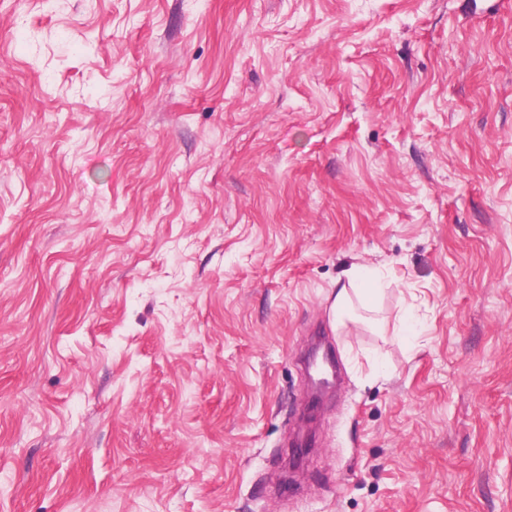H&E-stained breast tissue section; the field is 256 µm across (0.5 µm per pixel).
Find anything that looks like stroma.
Listing matches in <instances>:
<instances>
[{"label":"stroma","instance_id":"35a3bbf8","mask_svg":"<svg viewBox=\"0 0 512 512\" xmlns=\"http://www.w3.org/2000/svg\"><path fill=\"white\" fill-rule=\"evenodd\" d=\"M0 512H512V0H0ZM349 286L336 288L335 298L330 308L333 324L340 328L350 319L355 307L354 300L366 310H371L382 288L377 280L367 277L361 269L355 267L348 274Z\"/></svg>","mask_w":512,"mask_h":512}]
</instances>
